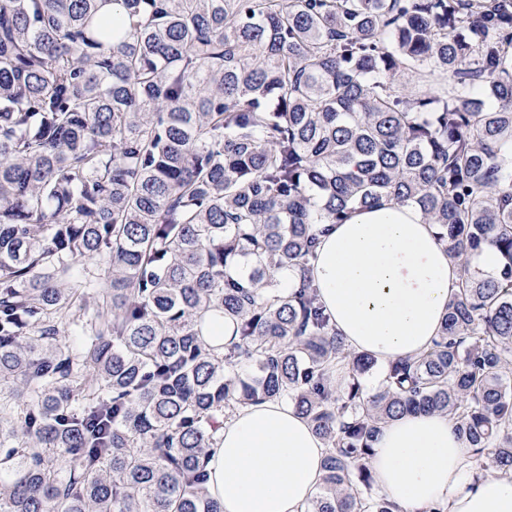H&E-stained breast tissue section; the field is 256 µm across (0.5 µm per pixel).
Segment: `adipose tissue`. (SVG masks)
I'll use <instances>...</instances> for the list:
<instances>
[{
  "instance_id": "adipose-tissue-1",
  "label": "adipose tissue",
  "mask_w": 512,
  "mask_h": 512,
  "mask_svg": "<svg viewBox=\"0 0 512 512\" xmlns=\"http://www.w3.org/2000/svg\"><path fill=\"white\" fill-rule=\"evenodd\" d=\"M318 295L347 348L390 363L430 348L456 290L457 268L434 225L413 205L380 202L348 213L321 236L311 264ZM370 460L378 495L397 512H512V474L478 473L447 415L386 423ZM325 445L282 401L240 408L206 461L208 495L223 512H307Z\"/></svg>"
}]
</instances>
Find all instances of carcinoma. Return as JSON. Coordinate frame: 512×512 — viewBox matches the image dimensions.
I'll return each instance as SVG.
<instances>
[{"label": "carcinoma", "instance_id": "carcinoma-1", "mask_svg": "<svg viewBox=\"0 0 512 512\" xmlns=\"http://www.w3.org/2000/svg\"><path fill=\"white\" fill-rule=\"evenodd\" d=\"M383 199L458 282L369 394L309 261ZM267 398L327 445L309 512H393L405 413L512 469V0H0V512H222L202 459Z\"/></svg>", "mask_w": 512, "mask_h": 512}]
</instances>
